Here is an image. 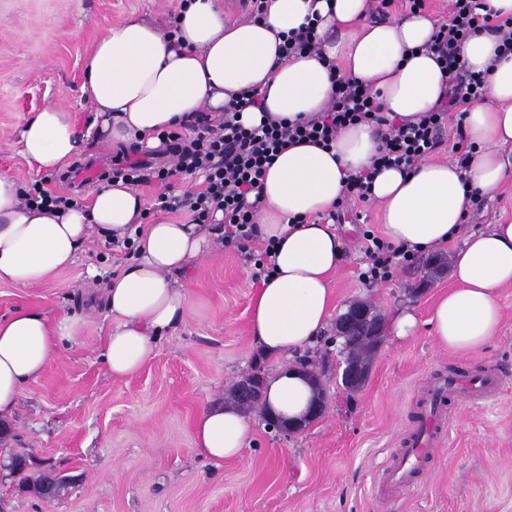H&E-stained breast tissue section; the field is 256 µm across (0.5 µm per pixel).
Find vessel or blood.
Masks as SVG:
<instances>
[{"label": "vessel or blood", "mask_w": 512, "mask_h": 512, "mask_svg": "<svg viewBox=\"0 0 512 512\" xmlns=\"http://www.w3.org/2000/svg\"><path fill=\"white\" fill-rule=\"evenodd\" d=\"M501 384L499 374L489 370L479 375L452 376L428 389L405 447L377 477L379 490L389 497L398 495L423 472L444 430L447 401L474 404L494 395Z\"/></svg>", "instance_id": "vessel-or-blood-1"}]
</instances>
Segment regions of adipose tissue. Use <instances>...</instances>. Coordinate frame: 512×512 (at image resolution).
<instances>
[{"mask_svg": "<svg viewBox=\"0 0 512 512\" xmlns=\"http://www.w3.org/2000/svg\"><path fill=\"white\" fill-rule=\"evenodd\" d=\"M258 20H236L220 0H185L176 35L138 18L109 27L90 52L81 93L109 140L134 137L178 124L188 114L218 108L230 96L258 91L262 109L244 112L248 124L263 114L296 119L322 111L333 87L328 64L378 94L383 109L414 119L448 95V82L423 46L434 33L417 12L368 21L370 0H266ZM318 15L320 54L280 59L283 34ZM461 60L484 73L487 103L464 118L475 145L465 166L423 161L406 172L377 173L372 198L381 207L389 242L426 252L464 237L453 257V288L440 295L429 323L438 343L467 354L485 348L502 319L497 292L512 286V222L463 233L475 200L493 197L512 174V55L501 54L494 34L478 32L464 43ZM83 140L71 111L51 104L28 118L22 153L38 170L61 169ZM376 131L368 125L341 131L333 147L287 146L268 169L261 188V239L275 241V272L252 300L249 331L260 355L276 362L265 383L267 416L302 417L312 390L287 358L320 337L330 315V280L341 267L345 243L330 224L308 218L336 206L347 173L371 166ZM21 192L0 175V281L35 286L69 268L91 232L123 238L146 209L144 198L122 181L101 183L88 205L69 210L29 209ZM205 241L194 224L147 225L137 256L106 281L103 307L112 317L101 355L113 379L135 374L155 351L163 332L182 323L189 309L176 273L198 258ZM86 321L64 314L48 318L17 310L0 318V423L14 416L22 390L50 365L62 345L81 344ZM196 446L212 462L239 457L250 425L231 402L206 405L194 422Z\"/></svg>", "mask_w": 512, "mask_h": 512, "instance_id": "adipose-tissue-1", "label": "adipose tissue"}]
</instances>
